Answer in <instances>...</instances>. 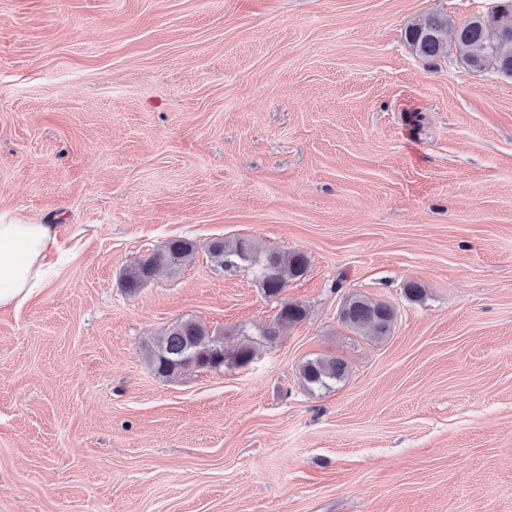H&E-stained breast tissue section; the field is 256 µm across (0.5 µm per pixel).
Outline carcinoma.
I'll return each instance as SVG.
<instances>
[{"mask_svg": "<svg viewBox=\"0 0 512 512\" xmlns=\"http://www.w3.org/2000/svg\"><path fill=\"white\" fill-rule=\"evenodd\" d=\"M412 49L421 57L436 58L455 42L462 61L472 70H493L512 79V0H505L497 10L468 19L457 26L448 17L433 13L417 18L407 30ZM196 252L195 243L188 239H172L163 249L123 272L124 287L130 291L150 282L160 268L176 272L187 264ZM208 254L224 272L233 274L249 270L265 297L275 301L278 312L272 326L263 329L259 339H246L229 353L224 348V335L211 331L193 319L180 320L148 346V359L155 373L163 378H175L193 369H216L232 359L238 367L252 362L261 342H271L280 331L303 320L305 308L284 296L291 280L306 274L309 260L298 251H261L247 239H217L210 243ZM339 317L355 331H368L382 340L391 333L394 311L390 305L351 293L341 303ZM346 363L334 355H324L303 361L298 367L299 379L309 391L327 390L341 381Z\"/></svg>", "mask_w": 512, "mask_h": 512, "instance_id": "obj_1", "label": "carcinoma"}]
</instances>
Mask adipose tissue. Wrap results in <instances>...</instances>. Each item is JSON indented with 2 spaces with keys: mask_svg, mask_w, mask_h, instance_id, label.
Returning <instances> with one entry per match:
<instances>
[{
  "mask_svg": "<svg viewBox=\"0 0 512 512\" xmlns=\"http://www.w3.org/2000/svg\"><path fill=\"white\" fill-rule=\"evenodd\" d=\"M54 243V225L0 212V308L21 306L45 287Z\"/></svg>",
  "mask_w": 512,
  "mask_h": 512,
  "instance_id": "1",
  "label": "adipose tissue"
}]
</instances>
